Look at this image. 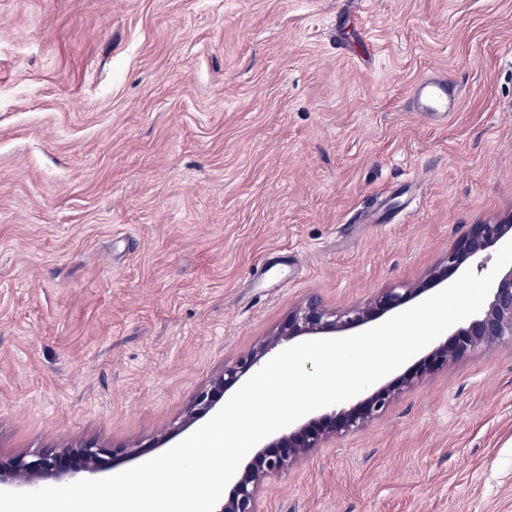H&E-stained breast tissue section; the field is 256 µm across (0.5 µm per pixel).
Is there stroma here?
Returning a JSON list of instances; mask_svg holds the SVG:
<instances>
[{
    "label": "stroma",
    "instance_id": "35a3bbf8",
    "mask_svg": "<svg viewBox=\"0 0 512 512\" xmlns=\"http://www.w3.org/2000/svg\"><path fill=\"white\" fill-rule=\"evenodd\" d=\"M461 88L424 121L429 71ZM512 211V0H0V453L142 460L310 298ZM263 512H512V343L270 477ZM460 92L443 75L425 74L409 91L411 112H417L424 119L448 117L456 112Z\"/></svg>",
    "mask_w": 512,
    "mask_h": 512
}]
</instances>
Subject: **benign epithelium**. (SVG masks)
Segmentation results:
<instances>
[{"instance_id":"1","label":"benign epithelium","mask_w":512,"mask_h":512,"mask_svg":"<svg viewBox=\"0 0 512 512\" xmlns=\"http://www.w3.org/2000/svg\"><path fill=\"white\" fill-rule=\"evenodd\" d=\"M512 239V211L493 221L471 225L466 236L448 251L424 281L414 287L390 289L362 307L341 314L331 312L315 301L295 308L288 320L247 355L224 365L200 391L173 431L189 428L200 417L217 409L224 393L259 369L286 342L301 336L336 333L366 325L399 309L429 287L440 284L464 267L482 270L490 250L501 240ZM512 343V266L502 270L494 281L492 294L483 308L445 341L434 347L414 370L395 382L371 391L356 404L311 418L288 432L269 440L256 450L249 463L237 472L234 483L218 512H262L260 496L264 481L284 473L307 454L330 439L353 433L382 414L396 395L414 379L435 371L480 347L500 342ZM115 459L113 452L94 440L70 441L51 450L38 449L7 458L0 456V487L28 491L42 487L53 478L64 481L83 472L95 475Z\"/></svg>"}]
</instances>
